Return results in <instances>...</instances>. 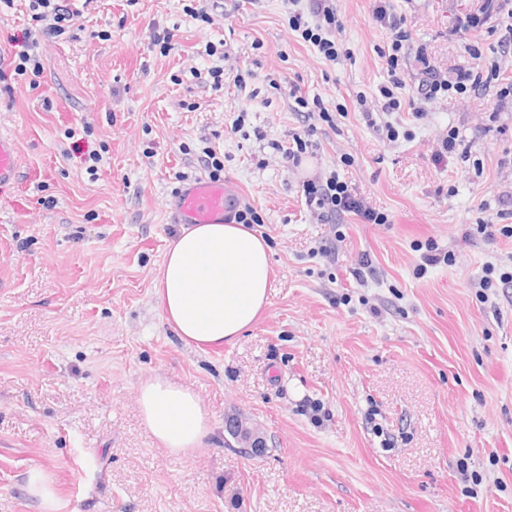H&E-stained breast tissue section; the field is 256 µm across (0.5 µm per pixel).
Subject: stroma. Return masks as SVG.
Wrapping results in <instances>:
<instances>
[{
    "label": "stroma",
    "mask_w": 512,
    "mask_h": 512,
    "mask_svg": "<svg viewBox=\"0 0 512 512\" xmlns=\"http://www.w3.org/2000/svg\"><path fill=\"white\" fill-rule=\"evenodd\" d=\"M65 3L58 36H36L27 0L0 9V135L19 166L0 187V512H39L33 469L53 475L60 512H512V237L477 229L512 226V105L492 88L421 102L414 59L420 46L442 71L468 65L457 20L483 0H389L413 37L394 75L373 0H335L333 61L289 26L308 0ZM492 23L472 41L512 81L498 50L512 0ZM34 40L36 87L12 66ZM394 76L389 120L406 135L391 142L357 98L381 108ZM451 130L459 151L436 163ZM304 134L312 155L294 169L274 146ZM208 148L262 218L271 288L242 336L202 349L167 324L155 281L181 231L178 190L207 176ZM332 173L387 223L319 220L302 182ZM430 242L444 260L423 271ZM157 375L211 413L192 455L141 420L138 387ZM238 417L261 428V453L236 448Z\"/></svg>",
    "instance_id": "1"
}]
</instances>
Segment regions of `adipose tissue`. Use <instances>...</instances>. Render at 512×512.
I'll return each mask as SVG.
<instances>
[{
	"mask_svg": "<svg viewBox=\"0 0 512 512\" xmlns=\"http://www.w3.org/2000/svg\"><path fill=\"white\" fill-rule=\"evenodd\" d=\"M269 248L240 224H194L170 242L156 292L167 323L186 344L220 346L252 326L269 301ZM140 414L174 455L201 448L211 415L188 387L160 376L140 383Z\"/></svg>",
	"mask_w": 512,
	"mask_h": 512,
	"instance_id": "1",
	"label": "adipose tissue"
}]
</instances>
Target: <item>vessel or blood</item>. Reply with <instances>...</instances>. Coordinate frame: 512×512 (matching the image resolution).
I'll use <instances>...</instances> for the list:
<instances>
[{
  "instance_id": "vessel-or-blood-1",
  "label": "vessel or blood",
  "mask_w": 512,
  "mask_h": 512,
  "mask_svg": "<svg viewBox=\"0 0 512 512\" xmlns=\"http://www.w3.org/2000/svg\"><path fill=\"white\" fill-rule=\"evenodd\" d=\"M17 175V156L12 140L0 136V185ZM237 195L224 182L200 177L181 190L176 204L180 224H220L231 214Z\"/></svg>"
}]
</instances>
